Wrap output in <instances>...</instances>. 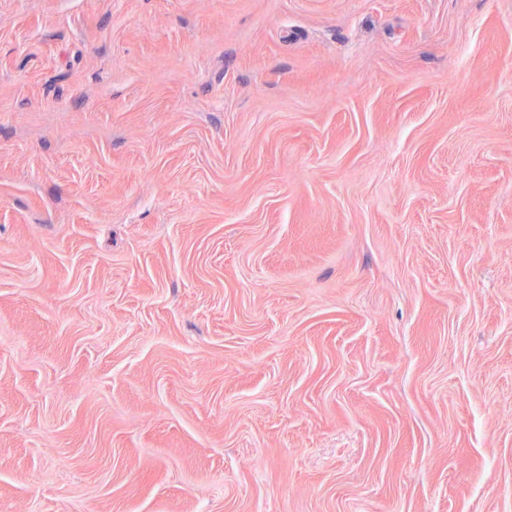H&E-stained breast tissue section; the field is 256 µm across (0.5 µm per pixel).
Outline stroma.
Returning a JSON list of instances; mask_svg holds the SVG:
<instances>
[{"instance_id": "1", "label": "stroma", "mask_w": 512, "mask_h": 512, "mask_svg": "<svg viewBox=\"0 0 512 512\" xmlns=\"http://www.w3.org/2000/svg\"><path fill=\"white\" fill-rule=\"evenodd\" d=\"M0 512H512V0H0Z\"/></svg>"}]
</instances>
